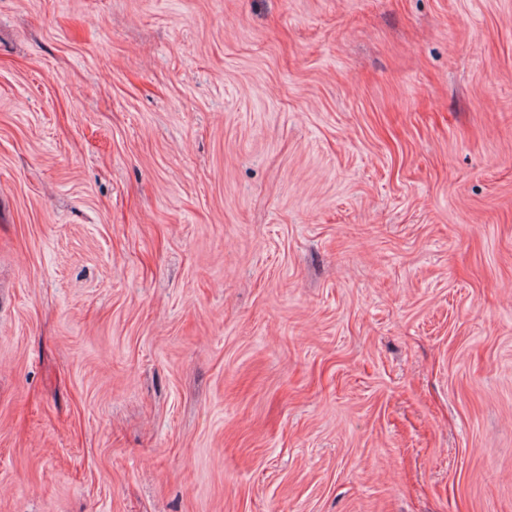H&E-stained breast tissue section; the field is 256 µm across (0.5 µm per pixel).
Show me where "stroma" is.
<instances>
[{
	"instance_id": "1",
	"label": "stroma",
	"mask_w": 512,
	"mask_h": 512,
	"mask_svg": "<svg viewBox=\"0 0 512 512\" xmlns=\"http://www.w3.org/2000/svg\"><path fill=\"white\" fill-rule=\"evenodd\" d=\"M0 512H512V0H0Z\"/></svg>"
}]
</instances>
